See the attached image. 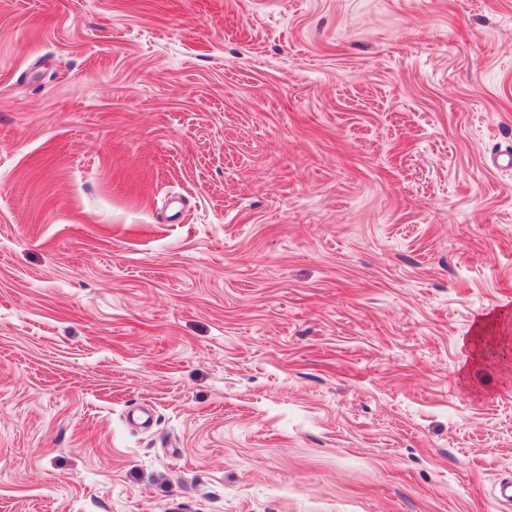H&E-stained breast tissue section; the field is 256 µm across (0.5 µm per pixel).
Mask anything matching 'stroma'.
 <instances>
[{"label":"stroma","mask_w":512,"mask_h":512,"mask_svg":"<svg viewBox=\"0 0 512 512\" xmlns=\"http://www.w3.org/2000/svg\"><path fill=\"white\" fill-rule=\"evenodd\" d=\"M512 0H0V512H512ZM508 311H501L498 315L486 319H482L476 326V331L474 332L473 336H470L466 342L463 341L462 343L467 346V348L470 350L473 358L477 360L481 354L483 345L486 341V338L490 332H492L497 325L499 324L500 320H503L507 318Z\"/></svg>","instance_id":"stroma-1"}]
</instances>
